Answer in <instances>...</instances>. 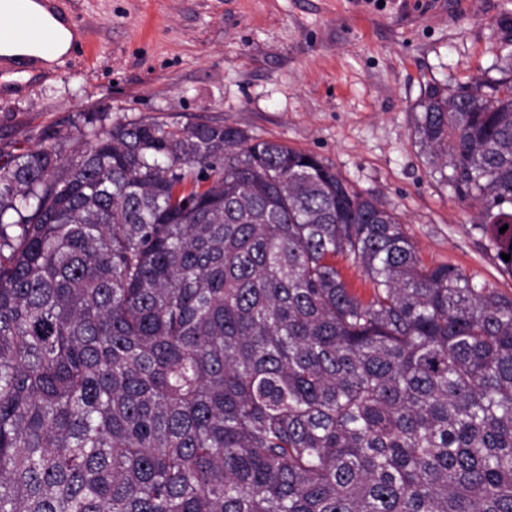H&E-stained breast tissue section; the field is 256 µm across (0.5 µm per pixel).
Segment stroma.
Listing matches in <instances>:
<instances>
[{"label": "stroma", "instance_id": "stroma-1", "mask_svg": "<svg viewBox=\"0 0 512 512\" xmlns=\"http://www.w3.org/2000/svg\"><path fill=\"white\" fill-rule=\"evenodd\" d=\"M94 55L0 80V155L80 116L224 123L315 154L405 224L424 263L451 264L512 296L474 208L430 162L415 116L434 87L495 79L512 0H67Z\"/></svg>", "mask_w": 512, "mask_h": 512}]
</instances>
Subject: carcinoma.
Masks as SVG:
<instances>
[{"instance_id":"obj_1","label":"carcinoma","mask_w":512,"mask_h":512,"mask_svg":"<svg viewBox=\"0 0 512 512\" xmlns=\"http://www.w3.org/2000/svg\"><path fill=\"white\" fill-rule=\"evenodd\" d=\"M497 69L415 129L512 277ZM83 118L0 164V512H512V296L313 154ZM337 263L341 267L344 277L352 292L361 298L367 297L369 293V286L365 282L361 270L358 267L351 265L349 261L343 260L341 257L337 259Z\"/></svg>"}]
</instances>
